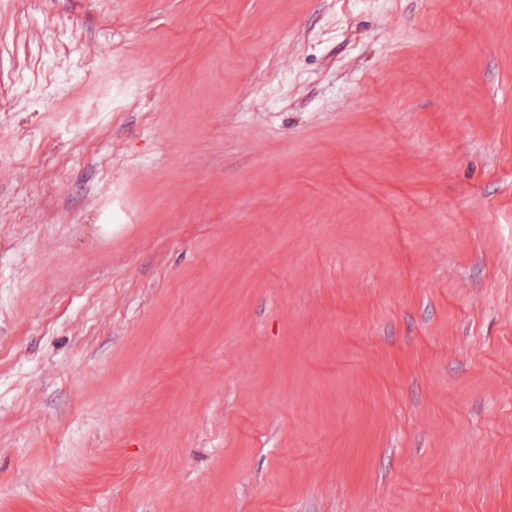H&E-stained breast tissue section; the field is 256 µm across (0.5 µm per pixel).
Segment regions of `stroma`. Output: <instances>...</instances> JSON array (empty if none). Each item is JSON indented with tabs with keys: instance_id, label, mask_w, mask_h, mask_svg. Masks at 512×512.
Returning a JSON list of instances; mask_svg holds the SVG:
<instances>
[{
	"instance_id": "obj_1",
	"label": "stroma",
	"mask_w": 512,
	"mask_h": 512,
	"mask_svg": "<svg viewBox=\"0 0 512 512\" xmlns=\"http://www.w3.org/2000/svg\"><path fill=\"white\" fill-rule=\"evenodd\" d=\"M0 512H512V0H0Z\"/></svg>"
}]
</instances>
